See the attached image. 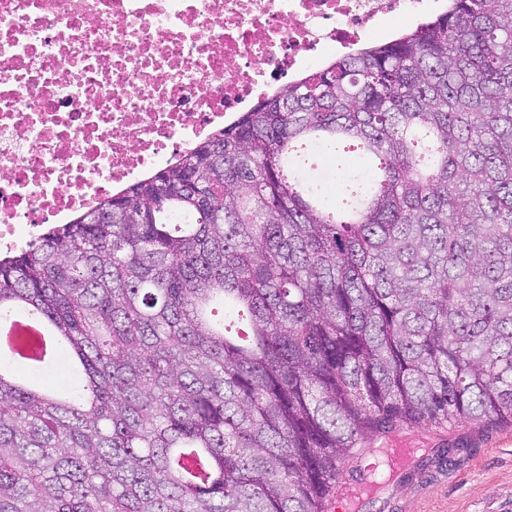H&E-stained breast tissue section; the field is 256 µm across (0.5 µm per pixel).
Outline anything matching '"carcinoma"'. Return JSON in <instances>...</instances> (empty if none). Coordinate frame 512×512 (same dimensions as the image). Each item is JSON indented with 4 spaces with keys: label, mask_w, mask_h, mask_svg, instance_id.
<instances>
[{
    "label": "carcinoma",
    "mask_w": 512,
    "mask_h": 512,
    "mask_svg": "<svg viewBox=\"0 0 512 512\" xmlns=\"http://www.w3.org/2000/svg\"><path fill=\"white\" fill-rule=\"evenodd\" d=\"M0 512H325L368 434L512 423V0L278 89L0 258ZM3 335L5 340H11L23 355L35 357L39 354L42 345L45 344L47 334L44 327L32 317L18 322L12 328L4 329ZM20 340L24 341L26 347L20 344Z\"/></svg>",
    "instance_id": "carcinoma-1"
}]
</instances>
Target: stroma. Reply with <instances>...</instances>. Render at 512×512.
Listing matches in <instances>:
<instances>
[{"mask_svg":"<svg viewBox=\"0 0 512 512\" xmlns=\"http://www.w3.org/2000/svg\"><path fill=\"white\" fill-rule=\"evenodd\" d=\"M363 445L367 454L344 465L327 512H512V426L404 427ZM454 447L447 467L431 466L438 449ZM411 469L416 477L402 482Z\"/></svg>","mask_w":512,"mask_h":512,"instance_id":"35a3bbf8","label":"stroma"}]
</instances>
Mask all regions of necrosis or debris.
I'll return each instance as SVG.
<instances>
[{"instance_id": "obj_1", "label": "necrosis or debris", "mask_w": 512, "mask_h": 512, "mask_svg": "<svg viewBox=\"0 0 512 512\" xmlns=\"http://www.w3.org/2000/svg\"><path fill=\"white\" fill-rule=\"evenodd\" d=\"M445 0H0V253Z\"/></svg>"}]
</instances>
